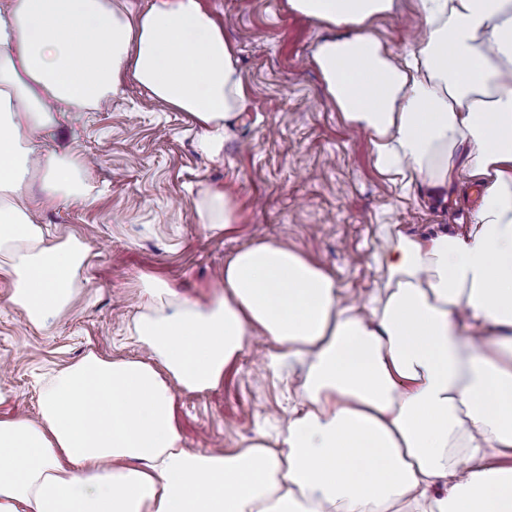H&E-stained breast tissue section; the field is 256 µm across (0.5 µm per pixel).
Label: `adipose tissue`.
Returning a JSON list of instances; mask_svg holds the SVG:
<instances>
[{"instance_id": "1", "label": "adipose tissue", "mask_w": 512, "mask_h": 512, "mask_svg": "<svg viewBox=\"0 0 512 512\" xmlns=\"http://www.w3.org/2000/svg\"><path fill=\"white\" fill-rule=\"evenodd\" d=\"M327 34L311 56L374 164L430 188L481 186L463 235L384 227L383 286L348 303L317 262L261 238L224 263L206 302L140 277L129 338L142 359L90 352L51 375L37 418H0V512H512V0H414L411 58L370 30L400 0H287ZM188 113L222 158L247 103L224 28L200 0H7L0 6V256L10 302L46 330L83 288L90 250L46 240L41 210L87 198V161L42 149L65 112L126 83ZM213 231L239 221L224 190L193 200ZM259 332L300 369L275 439L185 448L175 399L224 380Z\"/></svg>"}]
</instances>
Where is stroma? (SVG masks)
<instances>
[{
  "label": "stroma",
  "instance_id": "35a3bbf8",
  "mask_svg": "<svg viewBox=\"0 0 512 512\" xmlns=\"http://www.w3.org/2000/svg\"><path fill=\"white\" fill-rule=\"evenodd\" d=\"M202 3L236 48L248 96L224 158L197 153L188 114L132 83L108 104L64 113L43 132L45 148L93 164L88 198L42 210L39 221L54 234H78L93 258L80 301L46 331L9 302L10 282L0 275V361L7 367L0 388L10 393L0 416L36 417L43 374L87 352L143 357L126 339L142 274H161L202 302L223 277L225 259L263 236L321 264L361 304L380 285L373 255L385 244L383 225L420 236L461 233L480 205L471 184L406 189L377 171L368 138L345 124L311 60L322 29L288 10L286 0ZM419 22L412 0H404L373 30L404 54ZM206 186L236 201L240 222L232 231L197 223L193 199ZM298 384L244 349L219 387L179 394L185 447L232 452L257 431L275 434L297 403Z\"/></svg>",
  "mask_w": 512,
  "mask_h": 512
}]
</instances>
